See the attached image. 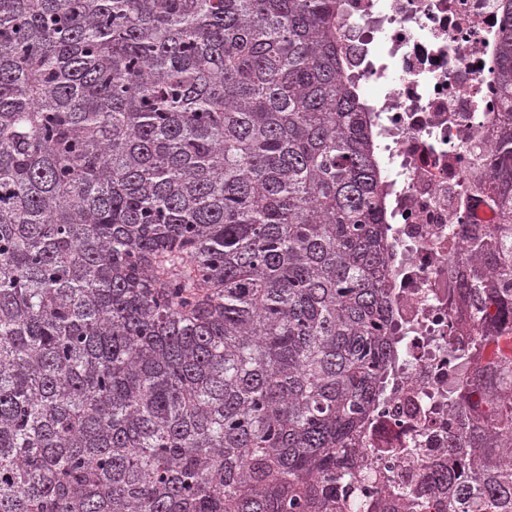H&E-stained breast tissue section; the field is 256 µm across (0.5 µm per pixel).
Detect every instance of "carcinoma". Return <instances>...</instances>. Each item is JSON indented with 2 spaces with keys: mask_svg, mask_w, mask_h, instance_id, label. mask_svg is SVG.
I'll return each instance as SVG.
<instances>
[{
  "mask_svg": "<svg viewBox=\"0 0 512 512\" xmlns=\"http://www.w3.org/2000/svg\"><path fill=\"white\" fill-rule=\"evenodd\" d=\"M503 112L456 293L512 336ZM342 0H0V512H374L397 359ZM435 512H512V359L451 404ZM423 491L384 512H421Z\"/></svg>",
  "mask_w": 512,
  "mask_h": 512,
  "instance_id": "obj_1",
  "label": "carcinoma"
}]
</instances>
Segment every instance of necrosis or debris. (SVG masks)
<instances>
[{"label": "necrosis or debris", "mask_w": 512, "mask_h": 512, "mask_svg": "<svg viewBox=\"0 0 512 512\" xmlns=\"http://www.w3.org/2000/svg\"><path fill=\"white\" fill-rule=\"evenodd\" d=\"M346 73L373 114L387 183L388 302L401 354L360 437L376 498L448 467V437L476 368L454 292L463 224H492L468 185L501 112L499 0H343Z\"/></svg>", "instance_id": "obj_1"}]
</instances>
